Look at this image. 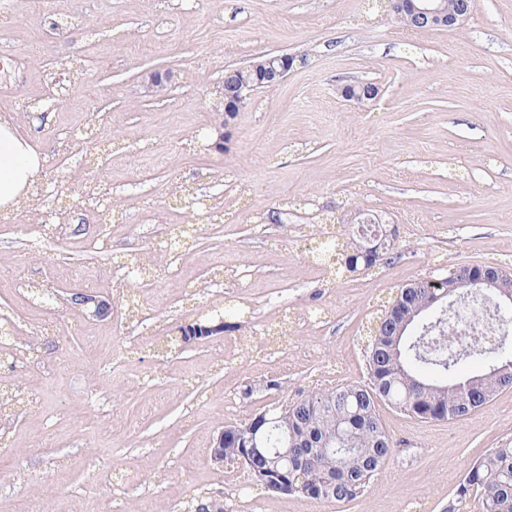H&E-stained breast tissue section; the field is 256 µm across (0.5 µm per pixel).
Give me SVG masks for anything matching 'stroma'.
<instances>
[{
	"mask_svg": "<svg viewBox=\"0 0 512 512\" xmlns=\"http://www.w3.org/2000/svg\"><path fill=\"white\" fill-rule=\"evenodd\" d=\"M371 6L0 0V57L17 67L0 115L45 156L26 203L0 215V512H185L198 497L224 512H446L470 464L512 440V389L462 420L379 405L395 455L345 504L269 495L211 459L224 425L365 380L368 327L398 287L512 256V0H474L454 30ZM285 53L299 58L287 79L238 112L226 151L207 149L225 69ZM155 70L173 75L160 97ZM354 81L379 97L345 100ZM84 183L97 209L74 193ZM179 187L222 216L199 223ZM358 210L395 227L397 258L319 273L312 250ZM75 292L111 298V315ZM232 301L242 323L167 346ZM70 300L76 307L91 309L92 315L96 317H105L112 312V302L109 298L77 292L71 295Z\"/></svg>",
	"mask_w": 512,
	"mask_h": 512,
	"instance_id": "stroma-1",
	"label": "stroma"
}]
</instances>
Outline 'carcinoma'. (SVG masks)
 Segmentation results:
<instances>
[{"label": "carcinoma", "instance_id": "1", "mask_svg": "<svg viewBox=\"0 0 512 512\" xmlns=\"http://www.w3.org/2000/svg\"><path fill=\"white\" fill-rule=\"evenodd\" d=\"M339 243L331 237L317 260L333 268ZM438 277L421 288H399L377 317L367 342V380L324 387L263 414L259 441L288 449V464L269 454L247 455L250 424L227 426L224 457L244 460L252 478L271 495L345 503L361 495L395 453L378 413L382 400L421 420L464 419L497 393L512 388V339L487 347L472 339H448V286ZM425 301L432 306L403 324ZM512 512V442L490 449L466 471L448 501L461 512Z\"/></svg>", "mask_w": 512, "mask_h": 512}]
</instances>
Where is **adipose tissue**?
Wrapping results in <instances>:
<instances>
[{
    "label": "adipose tissue",
    "instance_id": "1",
    "mask_svg": "<svg viewBox=\"0 0 512 512\" xmlns=\"http://www.w3.org/2000/svg\"><path fill=\"white\" fill-rule=\"evenodd\" d=\"M44 158L37 146L20 134L12 120L0 118V213L13 211Z\"/></svg>",
    "mask_w": 512,
    "mask_h": 512
}]
</instances>
